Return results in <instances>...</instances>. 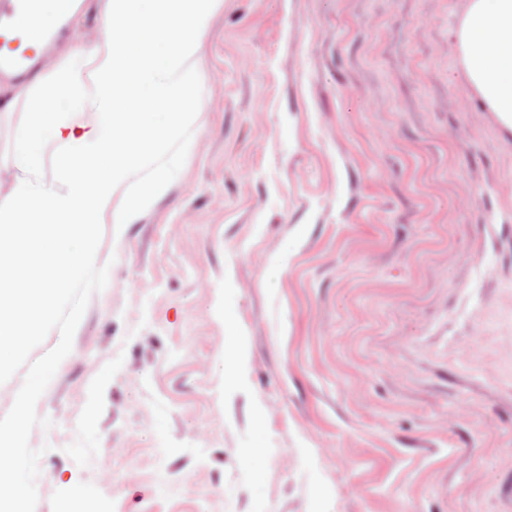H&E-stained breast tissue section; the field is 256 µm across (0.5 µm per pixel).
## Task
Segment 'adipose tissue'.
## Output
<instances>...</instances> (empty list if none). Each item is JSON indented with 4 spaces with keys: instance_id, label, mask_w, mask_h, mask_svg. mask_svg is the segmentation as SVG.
Segmentation results:
<instances>
[{
    "instance_id": "ef3b65f1",
    "label": "adipose tissue",
    "mask_w": 512,
    "mask_h": 512,
    "mask_svg": "<svg viewBox=\"0 0 512 512\" xmlns=\"http://www.w3.org/2000/svg\"><path fill=\"white\" fill-rule=\"evenodd\" d=\"M87 3L102 32L70 43L50 75L8 87L26 120L0 183V244L26 252L35 238L61 240L41 283L48 323L57 280L95 274L101 227L121 243L178 181L206 100L204 38L223 0ZM456 38L470 91L512 132V0H467Z\"/></svg>"
}]
</instances>
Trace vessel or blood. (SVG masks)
<instances>
[{"instance_id":"vessel-or-blood-1","label":"vessel or blood","mask_w":512,"mask_h":512,"mask_svg":"<svg viewBox=\"0 0 512 512\" xmlns=\"http://www.w3.org/2000/svg\"><path fill=\"white\" fill-rule=\"evenodd\" d=\"M74 6V0H0V76L28 74Z\"/></svg>"}]
</instances>
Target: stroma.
<instances>
[{"instance_id":"35a3bbf8","label":"stroma","mask_w":512,"mask_h":512,"mask_svg":"<svg viewBox=\"0 0 512 512\" xmlns=\"http://www.w3.org/2000/svg\"><path fill=\"white\" fill-rule=\"evenodd\" d=\"M464 5L224 0L179 181L0 371L2 419L55 361L34 512H512V133Z\"/></svg>"}]
</instances>
